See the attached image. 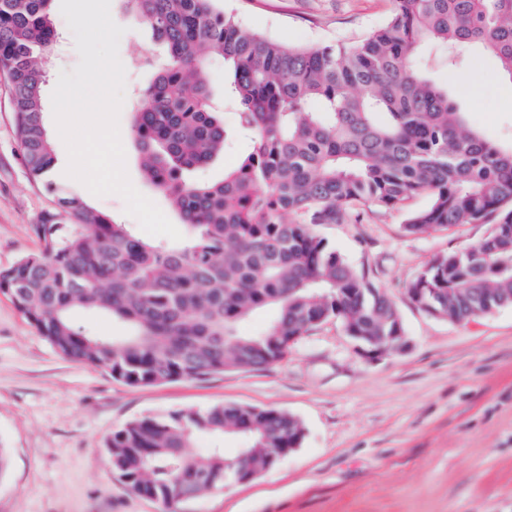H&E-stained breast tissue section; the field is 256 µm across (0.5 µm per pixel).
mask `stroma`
<instances>
[{"label":"stroma","mask_w":512,"mask_h":512,"mask_svg":"<svg viewBox=\"0 0 512 512\" xmlns=\"http://www.w3.org/2000/svg\"><path fill=\"white\" fill-rule=\"evenodd\" d=\"M250 29L296 47L352 41L382 26L391 0H224ZM124 27L118 55L125 68L119 131L134 187L172 222V202L149 182L130 132L139 91L154 79L160 49L150 31L110 0ZM62 36L48 64L45 94L78 62L62 13ZM433 78L450 84L473 126L490 142L512 145V78L475 47L428 48ZM224 155L199 179H221L248 154L237 110L224 107ZM66 184L91 209L141 234L116 194L93 195ZM402 208H367L361 224H322L316 233L346 262L365 272L395 303L408 350L365 357L342 324L330 320L301 336L281 362L230 369L198 380L131 387L102 368L63 358L0 295V445L9 470L0 479V512H163L113 475L106 441L127 421L218 403L272 407L298 417L299 448L246 483L225 486L183 504L182 512H512V307L463 324L431 316L408 297L410 280L437 255L471 245L489 224H456L427 234L405 231ZM55 196L28 174L16 136L9 83L0 77V270L42 252L35 224Z\"/></svg>","instance_id":"stroma-1"}]
</instances>
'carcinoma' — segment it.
<instances>
[{
    "mask_svg": "<svg viewBox=\"0 0 512 512\" xmlns=\"http://www.w3.org/2000/svg\"><path fill=\"white\" fill-rule=\"evenodd\" d=\"M54 2L0 0V74H9L25 166L74 224L62 235L49 213L35 225L43 251L0 270V293L62 356L147 387L272 366L293 337L331 319L349 336H398L394 303L313 227L357 222L366 207L397 209L412 196L430 203L408 217L409 234L495 228L435 257L409 283L411 301L465 321L486 314V297L512 305V148L486 140L414 60L431 44L479 46L512 76V0H392L384 26L307 48L247 29L220 0H123L166 55L131 132L147 177L191 231L180 247L143 241L55 179L42 120V62L58 42ZM213 54L224 58V94L252 145L221 180L201 182L195 175L224 151L226 134L206 74ZM266 308L274 313L262 329L240 332ZM76 309L110 315L129 332L89 334L73 324ZM202 434L237 436L255 470L221 448L188 455ZM303 438L288 412L218 404L135 418L106 447L120 482L178 512L185 496L249 480Z\"/></svg>",
    "mask_w": 512,
    "mask_h": 512,
    "instance_id": "carcinoma-1",
    "label": "carcinoma"
}]
</instances>
